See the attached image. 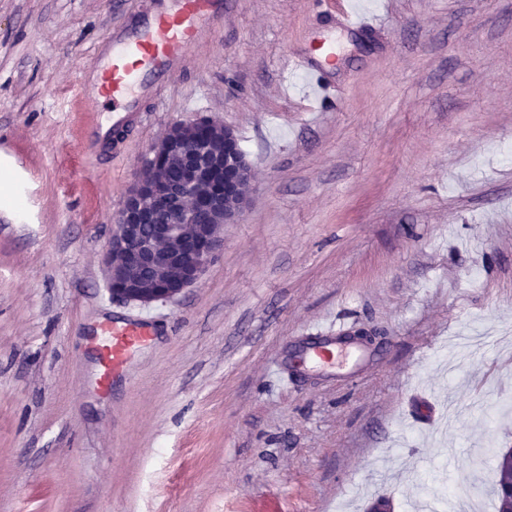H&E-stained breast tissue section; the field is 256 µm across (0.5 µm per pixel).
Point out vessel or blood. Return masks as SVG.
<instances>
[{
  "instance_id": "b4317fda",
  "label": "vessel or blood",
  "mask_w": 512,
  "mask_h": 512,
  "mask_svg": "<svg viewBox=\"0 0 512 512\" xmlns=\"http://www.w3.org/2000/svg\"><path fill=\"white\" fill-rule=\"evenodd\" d=\"M226 0H155L138 27H119L112 38V55L104 68L96 93L112 100L111 126L96 127L92 142L104 146L110 128L125 126L138 102V93L164 82L181 64L186 50L203 39L224 17ZM336 62V41H316L310 53L288 58L290 73L306 77L318 92H326L322 78ZM148 323L127 320L112 328L111 339L101 353L104 376L118 374L129 355L149 336ZM343 336H316L299 351L301 363L323 370L335 369L346 351Z\"/></svg>"
}]
</instances>
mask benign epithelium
<instances>
[{"instance_id": "benign-epithelium-1", "label": "benign epithelium", "mask_w": 512, "mask_h": 512, "mask_svg": "<svg viewBox=\"0 0 512 512\" xmlns=\"http://www.w3.org/2000/svg\"><path fill=\"white\" fill-rule=\"evenodd\" d=\"M177 123L148 148L123 197L104 256L111 297L150 306L181 295L203 276L224 246V225L247 208L255 173L239 148L214 152L209 142L188 140ZM178 170L157 181L158 166ZM169 213L161 222L159 214Z\"/></svg>"}]
</instances>
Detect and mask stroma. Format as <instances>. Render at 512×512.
<instances>
[{
  "label": "stroma",
  "mask_w": 512,
  "mask_h": 512,
  "mask_svg": "<svg viewBox=\"0 0 512 512\" xmlns=\"http://www.w3.org/2000/svg\"><path fill=\"white\" fill-rule=\"evenodd\" d=\"M151 0H0V512H497L512 447V0H228L210 38L89 147L114 29ZM379 15L338 28L348 8ZM333 34L321 111L289 55ZM207 116L257 174L200 281L149 307L102 258L146 148ZM154 336L109 386L100 330ZM365 330L369 360L295 367ZM344 336H314L299 350V359L303 364L312 363L322 370H333L336 362L347 349Z\"/></svg>",
  "instance_id": "1"
}]
</instances>
